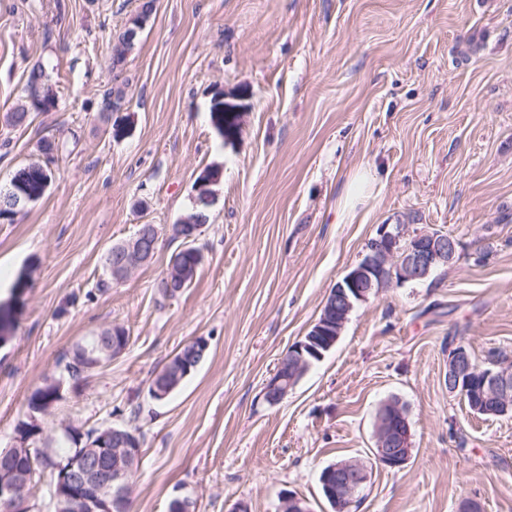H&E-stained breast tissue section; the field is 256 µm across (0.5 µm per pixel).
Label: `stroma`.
Returning a JSON list of instances; mask_svg holds the SVG:
<instances>
[{"instance_id": "1", "label": "stroma", "mask_w": 512, "mask_h": 512, "mask_svg": "<svg viewBox=\"0 0 512 512\" xmlns=\"http://www.w3.org/2000/svg\"><path fill=\"white\" fill-rule=\"evenodd\" d=\"M137 0H0V187L65 148L35 204L0 221V270L27 273L13 339L0 347V448L57 361L123 326L125 352L78 389L60 422L136 426L130 512H278L282 493L332 512L320 471L370 462L351 512H512V413L473 414L448 391V343L512 356V0H156L122 74L129 133L101 114L112 46ZM58 105L12 127L36 64ZM223 91L231 130L217 136ZM220 166L205 258L163 296L202 170ZM368 170L364 187L354 175ZM456 237L462 255L421 285L351 313L334 348L280 404L263 398L279 359L318 319L378 227ZM161 229L153 259L108 283L105 256L137 225ZM209 354L165 403L148 384L186 342ZM405 405L412 454L372 464L381 404ZM141 407L138 419L130 411Z\"/></svg>"}]
</instances>
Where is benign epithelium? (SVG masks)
<instances>
[{
  "label": "benign epithelium",
  "instance_id": "7a95c632",
  "mask_svg": "<svg viewBox=\"0 0 512 512\" xmlns=\"http://www.w3.org/2000/svg\"><path fill=\"white\" fill-rule=\"evenodd\" d=\"M219 179L203 173L195 184V196L213 202L212 186ZM158 234L153 224H139L133 236L114 246L112 280L127 279L154 255L150 236ZM369 257L351 266L335 287L333 296L338 309L336 331L330 324L317 321L312 336L292 348L291 356L300 369L311 366L310 359L323 357L317 337L335 345L341 330L356 305L366 302L392 286L403 287L426 280L439 267H451L459 259V242L441 231L408 234L404 224H382L373 238ZM488 368L472 363L465 348L457 344L448 349V392L467 386L470 376L481 375L488 397L500 406H512V365L495 359L486 361ZM264 392L272 404L288 396L289 388L281 384L278 374L266 383ZM404 407L398 402L386 403L377 418L373 457L377 464L396 469L410 458L411 434ZM92 454L77 452L66 459L55 460L50 467L52 478L47 484L53 512H126L129 476L140 459L141 441L137 434L114 426L100 427L95 442L87 445ZM13 451L0 454V512H35V461L30 469L11 466ZM369 479L364 461L332 464L320 475L326 497L333 512H348L359 491ZM279 512H309L305 500L292 494L281 495Z\"/></svg>",
  "mask_w": 512,
  "mask_h": 512
}]
</instances>
